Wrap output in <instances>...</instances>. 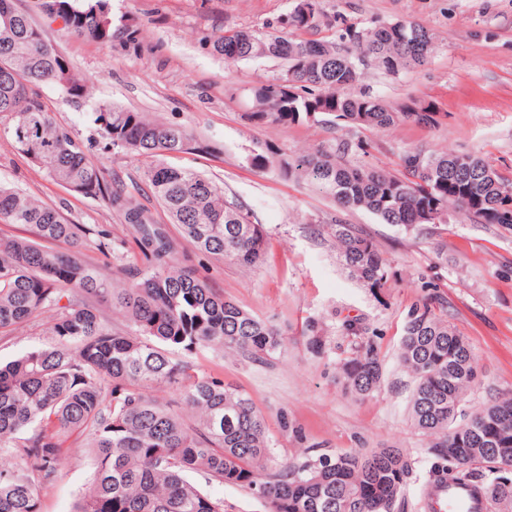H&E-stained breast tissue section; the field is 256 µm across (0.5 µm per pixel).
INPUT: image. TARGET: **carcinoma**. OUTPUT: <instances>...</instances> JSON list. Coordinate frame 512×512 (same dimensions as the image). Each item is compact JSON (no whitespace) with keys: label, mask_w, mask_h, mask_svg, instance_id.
I'll use <instances>...</instances> for the list:
<instances>
[{"label":"carcinoma","mask_w":512,"mask_h":512,"mask_svg":"<svg viewBox=\"0 0 512 512\" xmlns=\"http://www.w3.org/2000/svg\"><path fill=\"white\" fill-rule=\"evenodd\" d=\"M42 15L76 37L139 50V28H113L109 0H39ZM323 0H292L266 30H227L202 39L210 54L233 61L281 64L251 89L250 121L278 126L325 122L351 129L435 125L437 106L392 103L354 92L362 68L398 74L427 65L438 47L429 27L398 20L357 26L343 15L324 21ZM332 37L315 38L320 27ZM53 85L77 106L93 99V83L78 74L12 0H0V118L10 121L15 149L56 183L101 198L132 226L143 266L110 276L82 259V227L42 200L0 185V222L28 224L44 240H65L69 252L26 238H0V335L53 313L48 344L0 364V512H40L41 497L62 478L60 460L71 439L93 467L71 512H224L193 480L239 487L266 512H394L411 471L400 448L367 455L321 453L276 462L263 416L244 392L173 354L211 350L262 360L284 341L267 321L199 280L174 258L164 227L121 180L106 177L69 130L56 125L37 88ZM103 149H121L142 163L151 198L199 253L249 269L265 254L263 227L250 209L211 178L166 162L217 147L191 129L118 105L96 109ZM364 150L344 141L292 158L258 154L289 178L305 182L347 211L363 210L382 224L415 230L457 216L476 224L512 226V179L474 152L409 151L404 173L352 165L342 156ZM331 233L342 265L369 288L385 285L388 264L351 225ZM112 315L128 321L112 325ZM353 338L341 365L346 388L361 399L381 387L378 347L368 328L343 323ZM399 360L415 381L414 426L440 460L435 473L450 482L477 480L472 466L493 475L488 500L512 512V397L470 414L462 406L475 383L470 345L425 302L412 308ZM178 397L169 402L161 393Z\"/></svg>","instance_id":"carcinoma-1"}]
</instances>
